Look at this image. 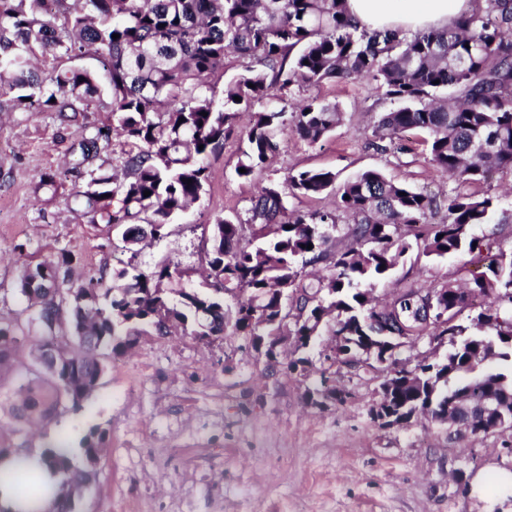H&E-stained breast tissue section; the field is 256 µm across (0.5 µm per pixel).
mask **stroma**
Masks as SVG:
<instances>
[{
    "mask_svg": "<svg viewBox=\"0 0 512 512\" xmlns=\"http://www.w3.org/2000/svg\"><path fill=\"white\" fill-rule=\"evenodd\" d=\"M12 92L0 89V316L25 315L20 291L28 262L71 253L72 282L111 273L127 258L121 228L77 217L72 193L86 180L65 173L75 132L51 112L12 111ZM312 97L336 102L343 122L312 145L284 132L281 146L261 175L239 178L235 165L247 143L241 117L224 147L210 159L206 193L173 218L166 234L141 244L135 263L150 271L173 260L198 264L205 225L244 212L269 178L310 168L346 181L367 169L414 189L444 194L453 180L427 159V133L401 136L400 149L369 147L375 121L391 110L374 85L361 80L291 87L286 101ZM51 173L55 187L41 185ZM477 196L498 197L489 223L475 227L483 242L512 245V171L470 186ZM488 261L484 251L442 258L419 246L405 255L373 296L391 301L402 288L430 290L462 284ZM333 336L322 333L307 371L286 373L292 346L267 365L249 337L226 335L210 343L175 333L143 336L124 355L104 360L98 387L82 410L17 430L0 408V444L43 448L69 444L83 466L86 443L101 453L90 486L73 512H512V493L489 487L473 492L476 474L512 471V428L478 437L458 436L447 425L418 417L386 427L372 413L379 399L376 372L333 365ZM329 369L348 398L339 404L307 401Z\"/></svg>",
    "mask_w": 512,
    "mask_h": 512,
    "instance_id": "35a3bbf8",
    "label": "stroma"
}]
</instances>
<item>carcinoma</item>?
<instances>
[{
    "instance_id": "obj_1",
    "label": "carcinoma",
    "mask_w": 512,
    "mask_h": 512,
    "mask_svg": "<svg viewBox=\"0 0 512 512\" xmlns=\"http://www.w3.org/2000/svg\"><path fill=\"white\" fill-rule=\"evenodd\" d=\"M89 51L103 60L112 112V125L70 147L72 170L88 178L72 203L90 224L160 233L200 200L209 185L208 159L224 147L241 112L252 116L237 163L245 169L237 173L241 178L264 170L287 129L318 143L342 123L344 112L318 98L286 112L277 103L295 82H375L398 107L377 121L370 145L385 151V140L409 129L424 131L430 135V163L460 185L512 170V0H485L448 29L410 36L358 28L346 0H0V87L19 91L13 109L53 112L60 123L79 125L101 96L98 76L71 65ZM39 54L54 61L46 81L33 67ZM230 54L245 63L218 99L214 89ZM450 88L458 91L453 102L444 96ZM114 133L127 146L120 165L111 173L92 167V155ZM282 183L295 196L333 194L337 206L290 211ZM442 208L446 222L427 223ZM497 208L492 196L457 191L439 197L376 169L339 185L331 171L305 169L281 183L268 181L245 215L209 225L202 288L181 287L188 272L177 263L147 274L137 270L142 236L122 235L130 261L112 269V287L104 291L100 277L76 290L62 287L72 262L67 254L29 264L21 291L45 332L27 362L22 348L28 323L0 319V390L16 385L27 393L16 418L37 413L50 421L83 407L103 372L101 349L120 356L151 331L166 336L179 329L209 343L230 327L251 337L255 349L263 339L295 336L296 351L304 352L329 326L342 337L339 349L357 356L367 339L380 335L374 320L383 318L408 324L418 339L456 338L444 357L411 369L398 359L386 364L376 358L393 373V406L412 412L432 400L433 417L446 422L456 414L455 393L478 383L512 384L488 360L492 352L512 360V351L502 348L512 341V250H499L466 292L450 284L426 293L403 289L382 308L369 294L414 239L422 241L427 257L475 250L480 239L474 227L489 223ZM342 215L346 243L332 250L324 228H336ZM299 257L327 264L330 274L305 281ZM468 292L486 298L487 309L467 325L441 319V308L465 309ZM226 294L235 298L229 308ZM282 298L292 307H281ZM426 301L437 309L430 321L420 317ZM73 341L81 347L76 357H46L48 347L65 349ZM100 451L87 445V466L75 469L59 445L44 450L50 468L66 476L57 512H72Z\"/></svg>"
}]
</instances>
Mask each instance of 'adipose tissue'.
I'll return each instance as SVG.
<instances>
[{"instance_id":"1","label":"adipose tissue","mask_w":512,"mask_h":512,"mask_svg":"<svg viewBox=\"0 0 512 512\" xmlns=\"http://www.w3.org/2000/svg\"><path fill=\"white\" fill-rule=\"evenodd\" d=\"M472 7L471 0H347L359 27L407 35L447 27ZM59 489L60 478L40 449L18 448L0 456V512H55Z\"/></svg>"}]
</instances>
